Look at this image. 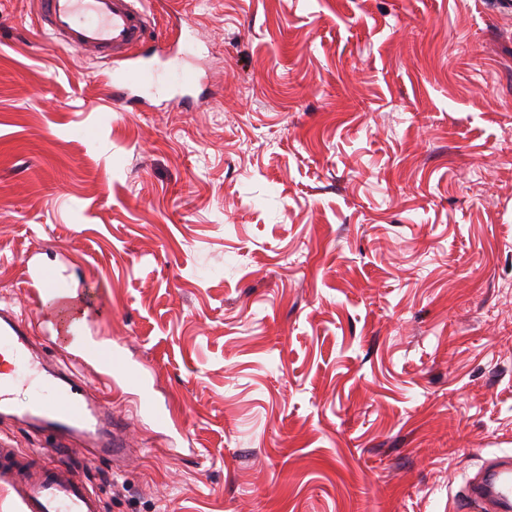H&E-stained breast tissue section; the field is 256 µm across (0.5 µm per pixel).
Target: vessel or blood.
<instances>
[{"instance_id":"b4317fda","label":"vessel or blood","mask_w":512,"mask_h":512,"mask_svg":"<svg viewBox=\"0 0 512 512\" xmlns=\"http://www.w3.org/2000/svg\"><path fill=\"white\" fill-rule=\"evenodd\" d=\"M139 0H34L39 23L58 43L91 56L129 61V68L112 82V102L127 104L132 91L151 85L153 71L132 66L133 55L145 46L159 47L161 34ZM29 283L52 298L57 321L56 345L95 366L107 384H124L135 391L136 411L154 420L163 408L139 369L125 359L120 348L101 345L79 332L67 331L68 311L75 300L67 281L53 268L35 266ZM0 409L14 412L22 422L50 428L60 438L47 457L32 462L15 449L0 444V488L14 492L16 512H100L96 493L74 474L63 455L66 437L97 439L96 457L121 469L128 442L112 421V410L96 399L87 386L49 369L32 347L30 329L10 312L0 314ZM471 512H512V456L491 459L478 477L464 487Z\"/></svg>"}]
</instances>
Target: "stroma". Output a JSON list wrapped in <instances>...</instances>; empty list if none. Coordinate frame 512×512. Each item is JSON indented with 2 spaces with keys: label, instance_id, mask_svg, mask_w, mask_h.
Listing matches in <instances>:
<instances>
[{
  "label": "stroma",
  "instance_id": "stroma-1",
  "mask_svg": "<svg viewBox=\"0 0 512 512\" xmlns=\"http://www.w3.org/2000/svg\"><path fill=\"white\" fill-rule=\"evenodd\" d=\"M157 88L0 0V308L53 266L107 388L102 512H449L512 454V13L499 0H143ZM188 81H180L183 73ZM72 368V367H71ZM155 73L135 66L129 67L112 80V103L123 106L128 103L133 90H137L155 82ZM28 282L37 284L42 293L52 297L58 336H55V341H52V336H47L49 340L68 350L80 361L95 366L99 370V377L108 385L118 386V383H122L135 389L133 400L136 411L153 420H161L164 409L154 399L145 377L136 366L125 359L120 348L101 345L93 337L83 336L80 329L75 333L66 332L68 311L76 300L71 296L73 291L68 282L61 279L53 268L42 266L31 268Z\"/></svg>",
  "mask_w": 512,
  "mask_h": 512
}]
</instances>
